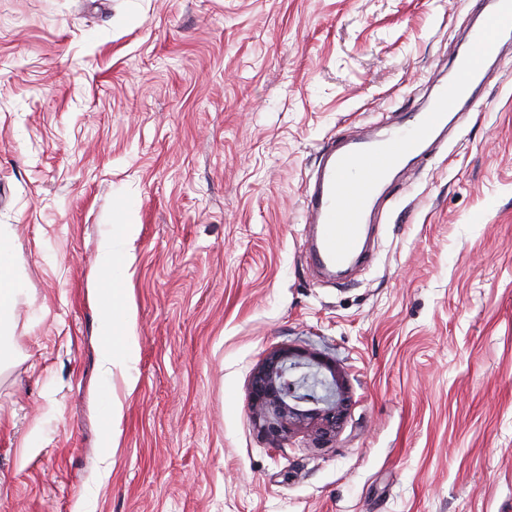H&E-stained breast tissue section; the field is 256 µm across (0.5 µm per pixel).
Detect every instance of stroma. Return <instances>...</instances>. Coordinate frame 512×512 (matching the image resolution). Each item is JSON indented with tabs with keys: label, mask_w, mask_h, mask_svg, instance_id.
I'll return each mask as SVG.
<instances>
[{
	"label": "stroma",
	"mask_w": 512,
	"mask_h": 512,
	"mask_svg": "<svg viewBox=\"0 0 512 512\" xmlns=\"http://www.w3.org/2000/svg\"><path fill=\"white\" fill-rule=\"evenodd\" d=\"M470 22V0H0V512H512V44L400 176L369 265L327 281L303 248L322 150L421 106ZM129 222L130 391L90 293ZM281 347L347 375L323 447L253 426ZM6 256L2 252L1 247V269H0V323L2 329V321L5 317V313L10 310L12 304L15 303V297L17 294V289L15 288V283L13 279V267L14 263L10 257H8L9 262L6 266H3L2 262ZM3 267L6 269V273L3 271ZM120 315L123 317L122 320L125 324L123 335L117 338L120 347L116 350L112 336H106L100 349L99 366L103 377L108 382L112 381L114 374L119 373L127 387L132 389L135 385V379L131 370L138 359V340L130 313L122 312Z\"/></svg>",
	"instance_id": "35a3bbf8"
}]
</instances>
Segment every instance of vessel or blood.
I'll use <instances>...</instances> for the list:
<instances>
[{"label": "vessel or blood", "mask_w": 512, "mask_h": 512, "mask_svg": "<svg viewBox=\"0 0 512 512\" xmlns=\"http://www.w3.org/2000/svg\"><path fill=\"white\" fill-rule=\"evenodd\" d=\"M483 21L467 32L465 50L448 64L425 110L408 113L402 124L370 127L358 138L336 139L323 152L316 183L304 196V221L313 228L309 254L322 270L335 272L363 259L365 217L392 184L404 163L426 161L429 146L455 117L476 102L489 64L499 62L503 38L512 36V0H484Z\"/></svg>", "instance_id": "obj_1"}]
</instances>
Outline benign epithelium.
<instances>
[{
    "instance_id": "7a95c632",
    "label": "benign epithelium",
    "mask_w": 512,
    "mask_h": 512,
    "mask_svg": "<svg viewBox=\"0 0 512 512\" xmlns=\"http://www.w3.org/2000/svg\"><path fill=\"white\" fill-rule=\"evenodd\" d=\"M254 427L280 442L307 421L316 423L315 443L330 441L349 410L344 373L331 361L293 348L269 352L255 368L250 384Z\"/></svg>"
}]
</instances>
